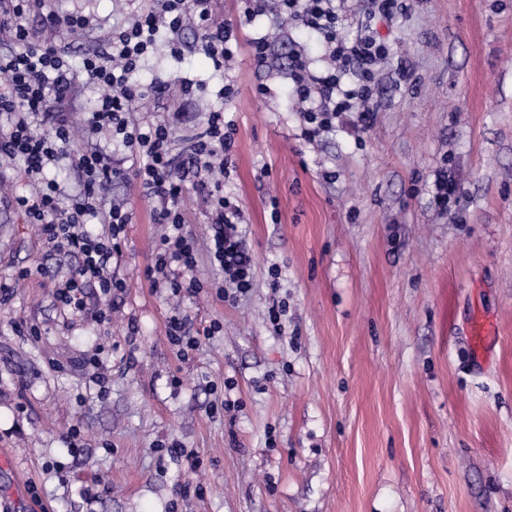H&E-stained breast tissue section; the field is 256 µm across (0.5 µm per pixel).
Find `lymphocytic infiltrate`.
I'll use <instances>...</instances> for the list:
<instances>
[{"label": "lymphocytic infiltrate", "instance_id": "1", "mask_svg": "<svg viewBox=\"0 0 512 512\" xmlns=\"http://www.w3.org/2000/svg\"><path fill=\"white\" fill-rule=\"evenodd\" d=\"M205 2L162 0L160 9L113 30L82 63L88 85L97 91L87 123L94 130L109 132L113 142L129 150L134 162L122 169L97 148L74 156L66 152L74 141L72 124L63 111L71 77L54 36L83 27L85 17L46 9L45 0H0V35L14 44L13 51L0 55V73L7 77L0 84V113L10 118L8 127L0 129V159H23L24 174L33 185L27 195H0V205L24 210L30 223L38 226L49 252L73 257L68 270L54 274L53 279L55 300L74 314L105 320L104 310L88 308L87 289L98 290L112 302L125 291V281L113 274L110 263L121 250V235L132 216L121 204L106 210L101 207L113 181L125 176L132 177L146 197L161 202L152 219L164 225L165 231L154 239L153 263L145 271L152 289L166 288L175 295L194 297L203 288L197 276L195 240L186 227L182 205L188 186L202 183L209 186L207 252L211 265L223 273L229 287L224 298L236 301L252 288L254 259L238 233L243 212L225 196L223 180L209 178L213 170H226L233 146L231 133L224 129L223 113L211 114L207 129L189 139L181 156L170 150V125L130 120L135 102L164 96L168 89L160 79L147 85L128 80L154 44L158 27L176 32L187 18H194L204 32L203 49L216 69H223L242 47L247 48L256 68H269L270 32L241 37L238 26L214 21L204 8ZM406 10L405 0H364V32L350 41L340 34L342 18L335 0H278L279 18L318 34L328 49V60L319 69L299 51L288 55V77L306 137L335 131L344 115L351 112L357 115L355 130L362 132L371 127L373 114L368 104L380 67L393 51L392 42L379 33L377 25L391 22ZM34 11L42 13L48 37L35 38L25 25V17ZM37 115L52 121L50 132L39 130L33 121ZM66 156L81 174L78 198L68 207L62 204L64 190L45 177L46 170ZM96 216L106 226L104 233L86 228L88 218Z\"/></svg>", "mask_w": 512, "mask_h": 512}]
</instances>
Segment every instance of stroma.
Returning a JSON list of instances; mask_svg holds the SVG:
<instances>
[{
  "instance_id": "stroma-1",
  "label": "stroma",
  "mask_w": 512,
  "mask_h": 512,
  "mask_svg": "<svg viewBox=\"0 0 512 512\" xmlns=\"http://www.w3.org/2000/svg\"><path fill=\"white\" fill-rule=\"evenodd\" d=\"M407 3L378 26L394 58L360 136L347 125L305 137L288 52L317 60L324 49L298 31L273 44L270 69L243 49L219 72L187 25L131 74L192 81L190 97L175 88L131 115L171 122L173 152L210 112L235 127L224 192L255 259L235 303L216 295L224 276L206 252L202 190L187 196L206 286L182 301L144 278L160 231L153 201L113 182L132 222L114 266L127 288L103 323L63 314L35 272L46 260L36 226L0 208V279L18 281L0 305V512H512V0ZM154 5L52 0L87 19L57 44L78 67ZM265 6L248 23L240 0H208L213 19L246 34L272 25L277 0ZM73 106L77 147L127 160L87 127L84 79ZM441 169L460 192L444 212ZM275 301L286 310L274 325ZM174 315L193 334L223 329L183 359L165 335ZM481 316L498 337L478 355L469 331ZM97 350L103 396L84 364Z\"/></svg>"
}]
</instances>
